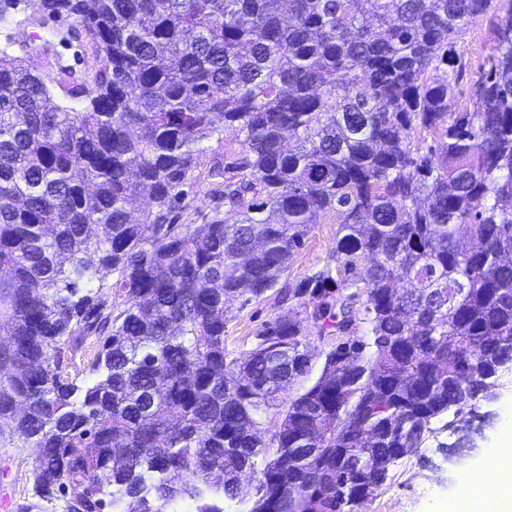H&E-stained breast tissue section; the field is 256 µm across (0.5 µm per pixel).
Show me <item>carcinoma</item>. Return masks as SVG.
<instances>
[{
	"mask_svg": "<svg viewBox=\"0 0 512 512\" xmlns=\"http://www.w3.org/2000/svg\"><path fill=\"white\" fill-rule=\"evenodd\" d=\"M491 4L38 0L100 63L89 82L62 70L70 106L0 47V436L34 449L41 496L82 485L66 512L233 499L268 447L249 512H347L433 419L487 395L512 363V262L497 261L512 254V7L491 17L473 108L449 103L457 40ZM226 131L242 151L208 171L224 207L181 224L203 143ZM330 210L336 267L288 289L305 320L266 323L228 359L226 296L274 288ZM103 269L112 282L89 289ZM359 302L368 341L310 378L304 323L343 331ZM92 337L94 378L67 381ZM283 359L309 384L266 442Z\"/></svg>",
	"mask_w": 512,
	"mask_h": 512,
	"instance_id": "1",
	"label": "carcinoma"
}]
</instances>
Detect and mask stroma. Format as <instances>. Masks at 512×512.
Returning a JSON list of instances; mask_svg holds the SVG:
<instances>
[{
  "mask_svg": "<svg viewBox=\"0 0 512 512\" xmlns=\"http://www.w3.org/2000/svg\"><path fill=\"white\" fill-rule=\"evenodd\" d=\"M10 18L9 25H0V45L10 44L13 52L22 53L26 65L40 74L48 86H55L58 75L48 70L38 53L39 47L50 46L61 62L74 65L78 75L94 69L96 59L90 40H82L76 47L52 39L53 21L41 20L30 0H23L11 10ZM495 44L493 30L483 17L474 20L462 34L457 51L464 59L465 71L455 86L451 109L472 104L473 84L487 68ZM209 146L195 171L197 184L184 201L181 221L185 224L204 223L214 206L207 193V171L217 157L223 156L224 144L213 139ZM339 230L335 212L325 213L312 227L303 247L294 254L287 284H294L331 262ZM227 310L224 346L233 358L253 348L257 333L267 321L298 318L303 314L297 300L282 299L274 290L249 302L233 298ZM366 332V324L358 318L344 335L330 327L308 325L303 345L313 371H320L325 353L340 338L357 340L364 338ZM491 391L492 399L477 400L460 412L434 419L422 448L398 461L386 483L366 500L362 512H443L456 497L461 478L474 466L483 464L493 448L498 447L503 432L512 428V364L500 368ZM477 415L484 416L485 422L471 448L462 455H451L450 448L460 429L466 428ZM34 466L33 451L23 438L10 433L0 438V512H18L25 505L31 506L32 512H63L66 496L76 495L77 490L72 487L64 496L39 497L32 479Z\"/></svg>",
  "mask_w": 512,
  "mask_h": 512,
  "instance_id": "stroma-1",
  "label": "stroma"
}]
</instances>
